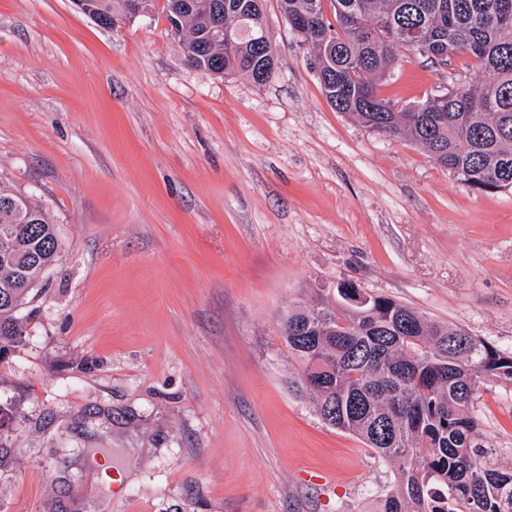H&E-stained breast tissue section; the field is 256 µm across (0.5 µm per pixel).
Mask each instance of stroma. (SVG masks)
<instances>
[{"label":"stroma","instance_id":"obj_1","mask_svg":"<svg viewBox=\"0 0 512 512\" xmlns=\"http://www.w3.org/2000/svg\"><path fill=\"white\" fill-rule=\"evenodd\" d=\"M263 85L188 66L162 11L112 29L0 0V185L62 252L0 359V512H375L393 469L295 394L278 323L349 279L512 352V190L336 111L266 0ZM487 75L398 64L405 108ZM484 441L512 468V386Z\"/></svg>","mask_w":512,"mask_h":512}]
</instances>
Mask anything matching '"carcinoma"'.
<instances>
[{
    "mask_svg": "<svg viewBox=\"0 0 512 512\" xmlns=\"http://www.w3.org/2000/svg\"><path fill=\"white\" fill-rule=\"evenodd\" d=\"M265 0H164L185 62L257 81L276 53ZM309 43L327 102L373 131L424 148L480 192L512 188V0H278ZM129 0H74L99 24L127 22ZM330 8H325V4ZM233 41H215V16ZM466 53L489 79L459 83L407 108L379 94L405 59L449 66ZM56 226L29 196L0 188V357L23 336L16 312L58 259ZM279 332L300 370L288 382L316 396L320 418L364 440L395 471L378 512H512V469L492 463L475 409L477 385L512 384L506 355L466 330L340 279Z\"/></svg>",
    "mask_w": 512,
    "mask_h": 512,
    "instance_id": "1",
    "label": "carcinoma"
}]
</instances>
